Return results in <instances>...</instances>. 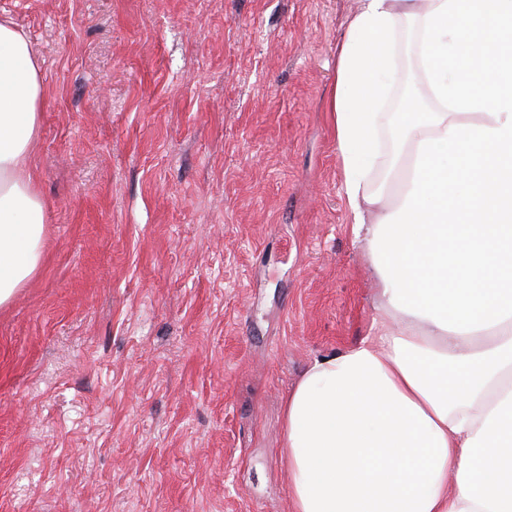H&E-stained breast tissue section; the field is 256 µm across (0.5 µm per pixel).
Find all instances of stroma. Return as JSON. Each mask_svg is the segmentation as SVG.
Returning a JSON list of instances; mask_svg holds the SVG:
<instances>
[{"label":"stroma","mask_w":512,"mask_h":512,"mask_svg":"<svg viewBox=\"0 0 512 512\" xmlns=\"http://www.w3.org/2000/svg\"><path fill=\"white\" fill-rule=\"evenodd\" d=\"M358 0H0L46 88L0 512H293L284 404L374 331L327 103Z\"/></svg>","instance_id":"1"}]
</instances>
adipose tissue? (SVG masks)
Returning a JSON list of instances; mask_svg holds the SVG:
<instances>
[{
    "label": "adipose tissue",
    "mask_w": 512,
    "mask_h": 512,
    "mask_svg": "<svg viewBox=\"0 0 512 512\" xmlns=\"http://www.w3.org/2000/svg\"><path fill=\"white\" fill-rule=\"evenodd\" d=\"M45 87L0 20V306L42 260ZM328 110L378 331L284 408L295 512H512V0H359Z\"/></svg>",
    "instance_id": "ef3b65f1"
}]
</instances>
